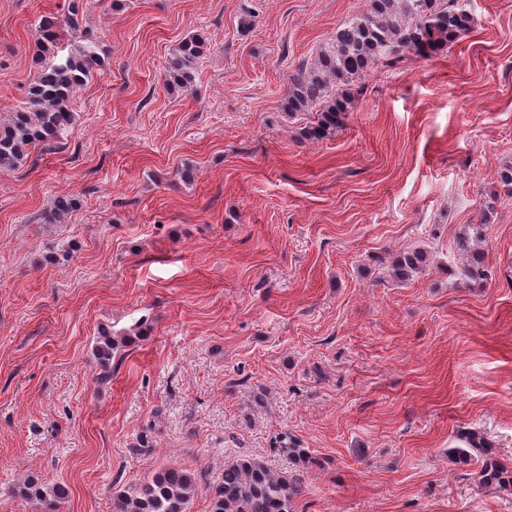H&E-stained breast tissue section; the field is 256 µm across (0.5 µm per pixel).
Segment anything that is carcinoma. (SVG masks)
<instances>
[{"label": "carcinoma", "mask_w": 512, "mask_h": 512, "mask_svg": "<svg viewBox=\"0 0 512 512\" xmlns=\"http://www.w3.org/2000/svg\"><path fill=\"white\" fill-rule=\"evenodd\" d=\"M80 0H70L63 18L41 19L34 40L33 57L39 71L27 91L28 106L12 112L0 124V168L13 169L25 163L32 149L56 146L66 128L75 121L72 107L77 88L101 64L97 36L79 22ZM472 15L459 0H367L364 12L340 25L310 64L298 68L288 89L283 109L294 117L313 113L314 119L300 128L302 138L318 142L332 137L343 126L353 105L352 90L374 67L390 65L401 51L429 57L444 50L468 31ZM81 29L80 44L58 57L62 25ZM205 39L199 34L182 40L169 58L165 78L188 91L204 58ZM73 208L64 198L54 200L44 211L46 224L62 221ZM482 238L481 227L464 233L456 241L457 252L465 257L463 276L480 283L486 278L483 252L475 249ZM427 255L421 249L400 252L390 266L391 276L406 281L422 272ZM119 344L103 332L93 348L100 367V380L109 378L112 359ZM464 445L452 449V461L467 465L475 452L483 457L479 472L485 488L512 491V466L501 462L494 449L474 431L460 434ZM288 459L294 470L277 473L265 461L241 456L224 463L221 480L213 485L210 512H294L293 505L305 492L299 467L314 464L307 449L292 442ZM198 488L196 476L184 469L167 467L145 479L138 487L112 497V512H186ZM20 497L43 505L46 512H57L58 503L68 497L66 486L58 484L47 491L29 478L14 490Z\"/></svg>", "instance_id": "carcinoma-1"}]
</instances>
